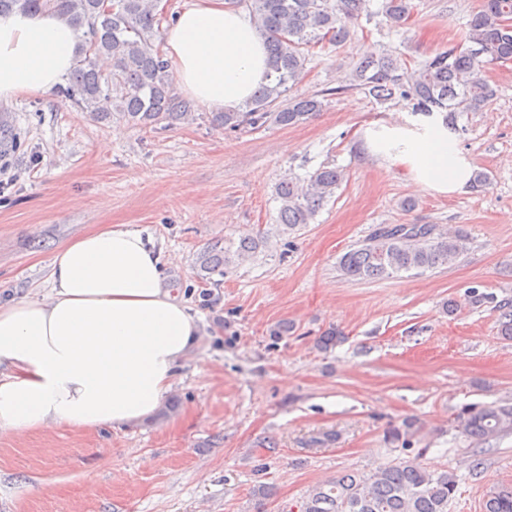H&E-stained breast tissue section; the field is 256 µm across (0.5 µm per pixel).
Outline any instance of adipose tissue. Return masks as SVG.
I'll use <instances>...</instances> for the list:
<instances>
[{
	"label": "adipose tissue",
	"instance_id": "obj_1",
	"mask_svg": "<svg viewBox=\"0 0 512 512\" xmlns=\"http://www.w3.org/2000/svg\"><path fill=\"white\" fill-rule=\"evenodd\" d=\"M180 90L232 111L266 80L267 54L232 0H192L165 32ZM76 38L52 12L0 14V102L50 94L72 67ZM374 148L394 153L421 188L467 190L473 170L442 120L415 132L384 127ZM49 290L0 302V430L95 429L143 421L163 404L200 341L198 319L167 288L160 252L117 224L66 242Z\"/></svg>",
	"mask_w": 512,
	"mask_h": 512
}]
</instances>
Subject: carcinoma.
Returning a JSON list of instances; mask_svg holds the SVG:
<instances>
[{"label": "carcinoma", "instance_id": "carcinoma-1", "mask_svg": "<svg viewBox=\"0 0 512 512\" xmlns=\"http://www.w3.org/2000/svg\"><path fill=\"white\" fill-rule=\"evenodd\" d=\"M160 0H0V13L51 11L65 19L81 41L62 94L97 120L118 114L142 128L174 125L198 111L174 91L172 66L157 44ZM368 0H235L253 17L268 50L267 83L242 108L213 112L211 122L229 132L288 127L306 122L325 107L318 96H292L305 75L309 52L340 48L361 15L384 17L392 28L413 18L414 0H382L372 12ZM512 61V0H484L483 9L462 28L461 41L434 53L412 69L399 57L374 50L351 71L349 83L325 91L357 90L380 104L403 101L413 115L443 117L458 132V117L481 111L495 96L482 72ZM342 169L326 164L300 181L288 177L276 187L278 221L289 230L314 221L336 194ZM467 234L429 224H379L357 248L338 260L352 280H381L401 272L420 274L456 261ZM265 237L243 239L236 257L254 254ZM229 250L214 244L198 257L201 278L224 274ZM462 434L488 440L512 431V406L489 405L468 414ZM454 475L434 474L417 459L398 460L371 473L348 472L314 486L295 505L297 512H448L456 491ZM484 512H512V485L491 489Z\"/></svg>", "mask_w": 512, "mask_h": 512}]
</instances>
